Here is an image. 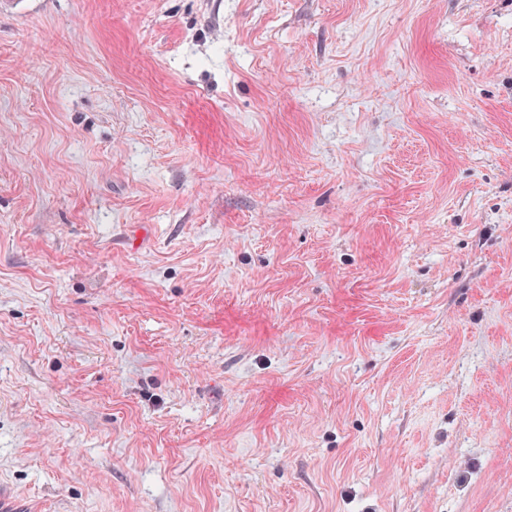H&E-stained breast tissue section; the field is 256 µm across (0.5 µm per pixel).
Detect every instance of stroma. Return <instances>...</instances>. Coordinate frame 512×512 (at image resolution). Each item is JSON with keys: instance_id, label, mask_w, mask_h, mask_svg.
Wrapping results in <instances>:
<instances>
[{"instance_id": "1", "label": "stroma", "mask_w": 512, "mask_h": 512, "mask_svg": "<svg viewBox=\"0 0 512 512\" xmlns=\"http://www.w3.org/2000/svg\"><path fill=\"white\" fill-rule=\"evenodd\" d=\"M0 481L512 512V0H0Z\"/></svg>"}]
</instances>
